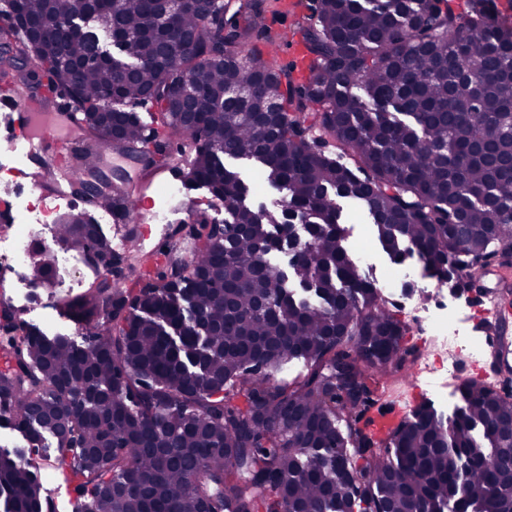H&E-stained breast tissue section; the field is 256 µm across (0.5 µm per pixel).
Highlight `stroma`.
Wrapping results in <instances>:
<instances>
[{"mask_svg":"<svg viewBox=\"0 0 512 512\" xmlns=\"http://www.w3.org/2000/svg\"><path fill=\"white\" fill-rule=\"evenodd\" d=\"M308 0H297L293 15L284 17L266 12V29L257 30L247 44V51H258L264 57L275 58L281 66H288L290 58L278 46L268 44L266 30H298L308 15ZM191 152H171V166L159 169L150 175L139 191L140 196L157 200L166 211L165 218L152 224L150 231L139 246L140 253L168 251L179 260H188L194 250V241L181 233L184 223L197 217L220 223L224 220V209L211 197L207 188L184 190L174 177L175 168L186 166ZM19 157L7 143L0 140V206L8 205L10 213L18 224L32 227L41 248L53 260L56 280L46 286L32 281L27 275V262L23 244L14 231H0V301H7L17 316L25 323L38 327L48 335H63L72 341L82 339L81 328L71 321L65 311L69 298L83 293L96 279L102 278L101 269L90 264L83 255L65 247L56 237V224L52 217L32 212L31 203L36 202L38 192L30 184L16 183L10 173ZM347 239L345 241L354 254L363 275L380 284L403 290L404 304L398 305L400 318L407 322L410 331L405 338L407 346L419 353H430L447 346V337L435 335L433 324L438 316L430 296L434 282L419 278L421 263L418 258H410L404 264H392L376 244L369 225L361 220L349 218L345 221ZM448 310L454 318L448 325L450 334H455L461 349L454 355V375L440 374L435 387H428L429 376L422 372L415 362H408L400 375L389 383V391L384 404L393 409L411 412L423 403L433 404L445 415H452L460 406V386L471 379L473 374L486 375L489 381H496L492 372L494 352H486L480 362H472L462 346L467 341H483L482 333L477 332V320L471 319L472 303L451 290H444ZM0 448L11 451H31L27 440L17 431L0 421ZM37 464L39 478L52 498L56 512H72L73 496L64 484L55 466L51 450L31 451Z\"/></svg>","mask_w":512,"mask_h":512,"instance_id":"1","label":"stroma"}]
</instances>
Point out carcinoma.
Instances as JSON below:
<instances>
[{
    "label": "carcinoma",
    "instance_id": "1",
    "mask_svg": "<svg viewBox=\"0 0 512 512\" xmlns=\"http://www.w3.org/2000/svg\"><path fill=\"white\" fill-rule=\"evenodd\" d=\"M300 27L311 74L245 60L263 0H0V94L63 98L89 131L73 189L123 218L128 171L149 168L177 132L194 157L183 186L224 202L234 229L188 262L169 253L138 289L100 284L65 303L78 345L24 326L0 344V418L32 448L56 445L75 512H512V394L470 380L454 421L418 405L384 438L368 409L380 379L414 349L390 295L343 246L337 200L359 203L399 264L461 288L492 253L512 252V18L496 0H312ZM224 15L226 32L201 22ZM152 112L144 146L135 107ZM259 164L287 191L278 212L246 205L226 165ZM302 225L305 256L276 261L281 226ZM60 239L110 272L125 258L83 212ZM49 285L43 250L28 256ZM299 381L277 374L294 361ZM3 512H54L24 452L0 451Z\"/></svg>",
    "mask_w": 512,
    "mask_h": 512
}]
</instances>
